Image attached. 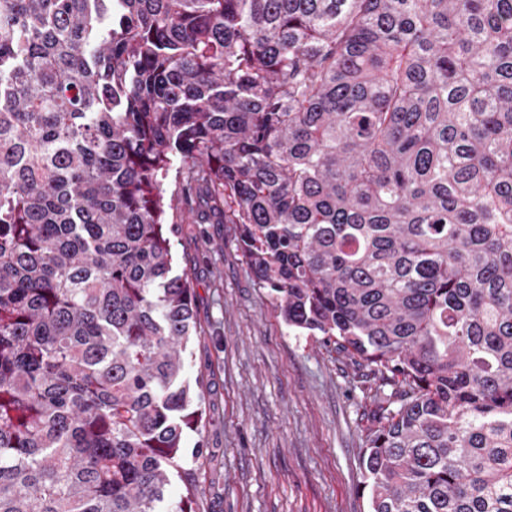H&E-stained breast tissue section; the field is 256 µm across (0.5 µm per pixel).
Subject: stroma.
Segmentation results:
<instances>
[{
    "label": "stroma",
    "mask_w": 512,
    "mask_h": 512,
    "mask_svg": "<svg viewBox=\"0 0 512 512\" xmlns=\"http://www.w3.org/2000/svg\"><path fill=\"white\" fill-rule=\"evenodd\" d=\"M172 244L195 291L185 376L204 394L181 462L196 480L194 512H368L361 461L373 382L321 335L288 328L254 285L235 225L188 218Z\"/></svg>",
    "instance_id": "1"
}]
</instances>
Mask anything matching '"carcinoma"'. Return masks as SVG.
I'll list each match as a JSON object with an SVG mask.
<instances>
[{
  "label": "carcinoma",
  "mask_w": 512,
  "mask_h": 512,
  "mask_svg": "<svg viewBox=\"0 0 512 512\" xmlns=\"http://www.w3.org/2000/svg\"><path fill=\"white\" fill-rule=\"evenodd\" d=\"M193 199L376 384L370 512H512V0H0V512H191Z\"/></svg>",
  "instance_id": "cac0c4a2"
}]
</instances>
